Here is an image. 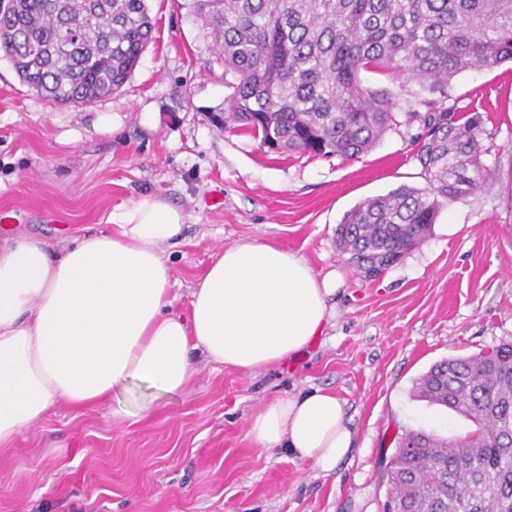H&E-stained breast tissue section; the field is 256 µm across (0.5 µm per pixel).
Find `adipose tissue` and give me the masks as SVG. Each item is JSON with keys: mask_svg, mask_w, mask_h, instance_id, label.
Listing matches in <instances>:
<instances>
[{"mask_svg": "<svg viewBox=\"0 0 512 512\" xmlns=\"http://www.w3.org/2000/svg\"><path fill=\"white\" fill-rule=\"evenodd\" d=\"M107 221L110 230L59 252L33 238L0 243V447L60 399L108 401L130 380L177 393L198 357L244 372L298 357L332 314L335 277L253 241L218 251L189 313L174 312L167 250L179 242L182 211L145 197ZM248 435L328 475L355 432L343 401L313 386L268 403Z\"/></svg>", "mask_w": 512, "mask_h": 512, "instance_id": "1", "label": "adipose tissue"}]
</instances>
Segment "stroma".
Instances as JSON below:
<instances>
[{
    "label": "stroma",
    "mask_w": 512,
    "mask_h": 512,
    "mask_svg": "<svg viewBox=\"0 0 512 512\" xmlns=\"http://www.w3.org/2000/svg\"><path fill=\"white\" fill-rule=\"evenodd\" d=\"M182 2L147 0L152 41L120 92L85 104L48 103L0 50V240L61 247L160 197L186 216L170 251L175 311L188 312L220 249L256 240L302 256L317 277L335 274L334 315L298 358L254 373L202 359L172 395L134 382L90 410L57 401L0 451V512H382L381 476L404 430L472 428L414 399L415 380L512 343V64L462 72L448 89L481 107L492 179L441 206L427 239L367 281L336 228L368 198L425 187L416 126L352 160L272 153L223 130L232 89ZM312 385L345 401L355 429L326 476L247 435L267 403Z\"/></svg>",
    "instance_id": "1"
}]
</instances>
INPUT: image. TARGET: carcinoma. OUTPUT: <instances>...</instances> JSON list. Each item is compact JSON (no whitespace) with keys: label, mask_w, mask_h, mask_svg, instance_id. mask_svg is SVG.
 I'll return each mask as SVG.
<instances>
[{"label":"carcinoma","mask_w":512,"mask_h":512,"mask_svg":"<svg viewBox=\"0 0 512 512\" xmlns=\"http://www.w3.org/2000/svg\"><path fill=\"white\" fill-rule=\"evenodd\" d=\"M232 74L228 121L274 153L354 159L394 126V93L363 84L375 71L415 82L404 113L418 124L414 158L426 187L366 199L336 229V246L366 280L420 245L444 201L473 195L492 173L476 108L448 104L465 70L512 62V0H183ZM146 0H8L0 48L19 77L54 103L110 95L152 40ZM413 397L470 422L463 436L407 430L383 479L384 512H512V345L450 357Z\"/></svg>","instance_id":"obj_1"}]
</instances>
